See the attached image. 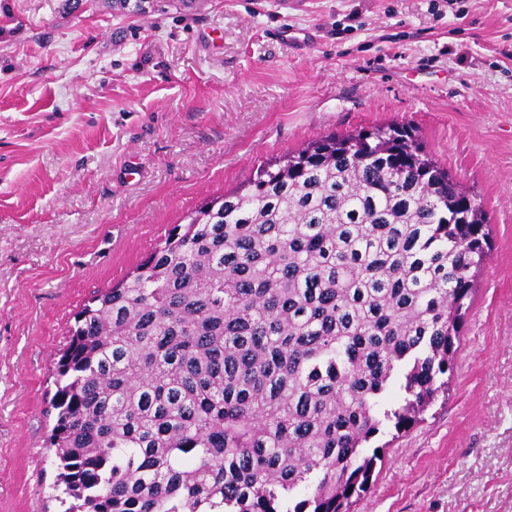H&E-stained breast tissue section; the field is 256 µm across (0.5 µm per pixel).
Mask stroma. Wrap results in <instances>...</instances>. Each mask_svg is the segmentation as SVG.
<instances>
[{"mask_svg": "<svg viewBox=\"0 0 512 512\" xmlns=\"http://www.w3.org/2000/svg\"><path fill=\"white\" fill-rule=\"evenodd\" d=\"M76 2L0 0V512H60L45 410L94 291L261 163L389 124L476 194L492 249L447 398L377 436L350 512H512V0Z\"/></svg>", "mask_w": 512, "mask_h": 512, "instance_id": "obj_1", "label": "stroma"}]
</instances>
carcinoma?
I'll list each match as a JSON object with an SVG mask.
<instances>
[{"instance_id":"cac0c4a2","label":"carcinoma","mask_w":512,"mask_h":512,"mask_svg":"<svg viewBox=\"0 0 512 512\" xmlns=\"http://www.w3.org/2000/svg\"><path fill=\"white\" fill-rule=\"evenodd\" d=\"M472 192L393 124L204 201L74 314L47 438L64 512H348L383 427L450 389Z\"/></svg>"}]
</instances>
